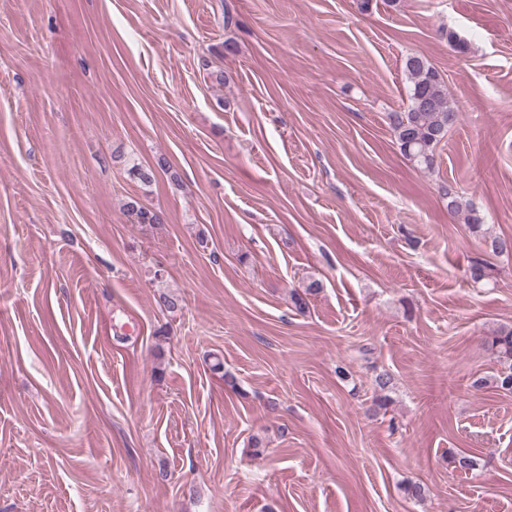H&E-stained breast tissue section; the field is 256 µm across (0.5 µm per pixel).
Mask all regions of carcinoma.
Instances as JSON below:
<instances>
[{"label": "carcinoma", "instance_id": "cac0c4a2", "mask_svg": "<svg viewBox=\"0 0 512 512\" xmlns=\"http://www.w3.org/2000/svg\"><path fill=\"white\" fill-rule=\"evenodd\" d=\"M404 69L410 86V103L403 112L390 114L389 120L395 138L403 156L414 165L431 169L436 162V149L445 141L448 129L458 118V113L448 98V87L438 70L424 56L412 55L407 57ZM164 172L169 170L168 162L160 157L156 167H146L134 164L129 169V175L145 186L155 181V169ZM441 195L448 200V213L464 216V223L469 225L472 232L484 234V220L481 215L463 206L458 191L451 187L441 189ZM126 211L133 216L137 224H161L163 218L160 212L142 205L132 199L125 204ZM486 250L494 256L512 254V239L497 236L485 237ZM491 263L478 258L471 261L469 276L475 283L492 278ZM321 288L318 281L313 280L304 292H293L292 302L296 310L302 312L308 307L307 299ZM489 349L497 357L501 369L494 378L497 388L512 392V327H501L487 340ZM378 392L376 403L384 408L390 398L385 391L392 385V377L387 372L379 373L374 379Z\"/></svg>", "mask_w": 512, "mask_h": 512}]
</instances>
